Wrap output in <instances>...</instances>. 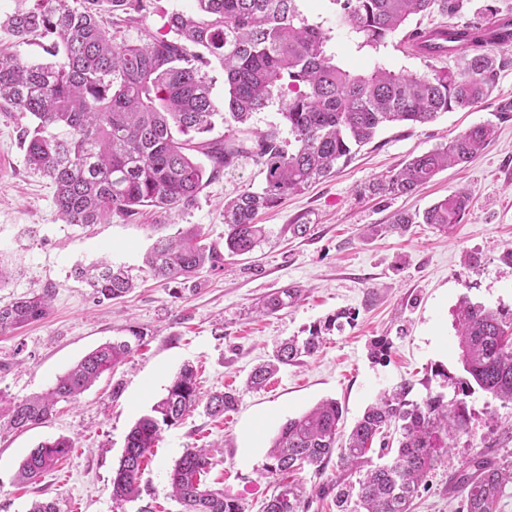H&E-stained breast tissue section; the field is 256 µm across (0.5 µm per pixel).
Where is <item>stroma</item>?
<instances>
[{
	"instance_id": "35a3bbf8",
	"label": "stroma",
	"mask_w": 512,
	"mask_h": 512,
	"mask_svg": "<svg viewBox=\"0 0 512 512\" xmlns=\"http://www.w3.org/2000/svg\"><path fill=\"white\" fill-rule=\"evenodd\" d=\"M512 19V0H468L456 17L413 16L376 48L360 46L337 23L331 0H299L308 21L320 23L331 39L327 49L339 64L365 72L375 62L414 74L457 69L461 55L427 58L409 44L414 30L452 23H480L485 6ZM512 64L499 74L492 94L476 106L453 109L435 121L391 124L369 144L353 149L327 178L260 214L267 239L251 253L225 255L222 267L204 268L190 282L162 284L142 269V257L162 237L195 227L207 241L224 242V201L259 187L264 176L249 159L206 184L195 204L181 212L145 210L129 220L72 226L54 204L52 182L31 170L20 144L30 117L0 111V256L13 263V276L0 288V304L49 292L48 315L15 334L0 336V395L25 399L47 390L56 378L97 346L126 335L144 334L139 349L104 373L78 400L58 405L45 423L0 433V512H28L37 499H49L57 512H136V504L112 502L115 472L131 426L166 393L183 364L198 371L203 393L233 391L237 404L224 416L203 409L165 429L142 465V499L153 512H181L170 495L169 472L190 448L208 449L215 464L206 484L238 499L244 512H261L274 484L260 475L272 439L291 418L319 402L340 403L342 433H349L381 393L410 383L411 399L439 392L442 367L464 376L454 329L461 300L512 309ZM492 123L487 147L466 165L438 173L408 196L365 195L374 179L410 158L447 144L470 127ZM472 203L460 223L441 230L414 224L390 231L396 214L415 213L460 188ZM295 224L312 225L311 235L294 236ZM107 257L125 265L134 288L112 305L94 302L90 288L76 281L78 263ZM298 287L297 303L269 316L255 305L268 294ZM354 314L343 330L325 332L317 353L281 367L266 386L246 380L267 360L277 342L306 336L336 312ZM387 339V358L370 355L374 341ZM470 421L450 463H441L415 498L413 512H460V476L475 460H512V403L474 391L467 399ZM72 440L69 453L35 483L16 480L20 462L40 443Z\"/></svg>"
}]
</instances>
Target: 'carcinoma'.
Wrapping results in <instances>:
<instances>
[{
  "label": "carcinoma",
  "instance_id": "cac0c4a2",
  "mask_svg": "<svg viewBox=\"0 0 512 512\" xmlns=\"http://www.w3.org/2000/svg\"><path fill=\"white\" fill-rule=\"evenodd\" d=\"M465 0H332L338 22L361 45L377 47L413 15L438 11L459 15ZM109 12L144 21L147 0H19L0 16V30L15 38L46 40L45 62L21 63L0 52V109L30 116L33 126L19 139L29 168L50 179L55 205L71 225L100 224L119 215L132 218L151 207L162 212L193 206L201 189L224 169L250 158L265 174L258 190L246 189L224 202V247L231 253L252 252L266 238L256 222L263 210L331 175L352 147L369 143L388 123L421 125L451 109H467L493 91L507 59L493 53L487 29L464 23L410 34L423 55L437 42L466 43L457 70L395 72L381 63L367 73L352 71L326 50L330 40L321 25L310 23L297 0H192L184 10L165 13L163 30L145 31L136 42L115 41L102 23ZM224 69L228 96L218 105L211 94L207 68L212 60ZM279 106L281 126L253 129L254 114ZM227 124L220 139L194 141L211 131L216 119ZM287 130L288 137L282 136ZM494 126L478 124L448 144L415 156L400 169L372 184L383 195H406L440 171L469 162L492 140ZM197 152L206 167L192 157ZM470 204L459 190L420 214L400 213L393 227L458 224ZM224 254L205 242L197 229L159 238L144 258L145 271L166 282H187L206 265H223ZM75 279L92 289L97 302L115 301L134 288L122 266L108 261L80 263ZM298 288H281L256 304V312L273 314L295 303ZM49 312L48 295L32 294L0 304V335L39 321ZM461 363L469 378L445 371L454 388L408 399L412 387L402 383L370 405L345 439H340L342 408L334 399L319 402L287 420L273 438L261 475L276 482L262 512H308L302 487L286 481L307 467L320 474L337 458L336 481L318 485V496H333L336 512H410L421 484L441 460V448L466 430L467 397L474 388L512 402V310L475 305L464 299L457 313ZM107 342L86 354L56 378L46 392L14 401L0 397V420L24 430L48 420L61 402L71 403L103 373L112 370L140 345L142 332ZM321 328L280 343L271 358L248 375L247 385L260 388L280 366L311 356L320 347ZM231 391L200 398L195 370L185 365L172 378L166 395L129 430L119 466L112 477L116 506L141 500L139 474L164 429L204 406L222 416L235 406ZM398 426L394 457L380 464L368 456L377 436ZM73 447L58 438L40 444L20 463L17 478L35 482ZM212 465L203 448H189L170 472L172 496L182 512H242L224 491L206 486L201 476ZM512 469L490 461L475 462L462 478L466 494L461 512H496Z\"/></svg>",
  "mask_w": 512,
  "mask_h": 512
}]
</instances>
